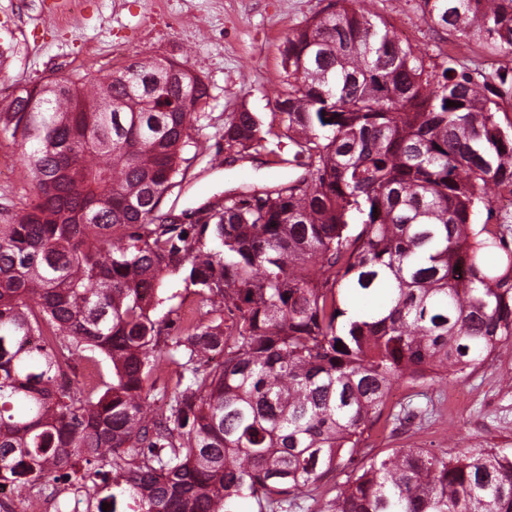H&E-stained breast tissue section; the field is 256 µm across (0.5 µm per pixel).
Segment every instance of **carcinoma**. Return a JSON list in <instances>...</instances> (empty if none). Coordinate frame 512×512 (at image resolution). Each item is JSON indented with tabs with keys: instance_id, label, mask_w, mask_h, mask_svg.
<instances>
[{
	"instance_id": "obj_1",
	"label": "carcinoma",
	"mask_w": 512,
	"mask_h": 512,
	"mask_svg": "<svg viewBox=\"0 0 512 512\" xmlns=\"http://www.w3.org/2000/svg\"><path fill=\"white\" fill-rule=\"evenodd\" d=\"M418 6L458 39L439 65L366 0L288 33L282 131L244 107L224 148L284 137L297 173L194 224L160 213L210 97L187 63L136 55L12 100L0 130L36 189L0 224V493L19 512L51 481L112 512H292L331 474L320 512H512V452L365 446L395 383L450 385L512 341V245L489 225L512 194V77L459 59L512 55V0ZM170 282L198 319L155 316Z\"/></svg>"
}]
</instances>
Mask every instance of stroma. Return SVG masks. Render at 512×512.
I'll return each mask as SVG.
<instances>
[{
    "instance_id": "stroma-1",
    "label": "stroma",
    "mask_w": 512,
    "mask_h": 512,
    "mask_svg": "<svg viewBox=\"0 0 512 512\" xmlns=\"http://www.w3.org/2000/svg\"><path fill=\"white\" fill-rule=\"evenodd\" d=\"M68 0H0V114L24 88L61 75L99 79L128 56L187 61L209 87L208 128L187 178L172 188L161 209L172 216L220 205L227 192L248 183H273L291 175L287 149L238 159L224 149V116L247 108L272 122L275 99L288 89L281 51L292 29L322 12L331 0H84L63 27L53 26L45 6ZM384 19L426 62H441L457 39L425 17L417 0H371ZM21 148L0 132V167L12 170L0 182V222L25 208L34 194ZM416 416L397 426L403 410ZM389 420L367 432L372 453L405 444L512 451V343L489 363L453 383L402 384L388 405Z\"/></svg>"
}]
</instances>
